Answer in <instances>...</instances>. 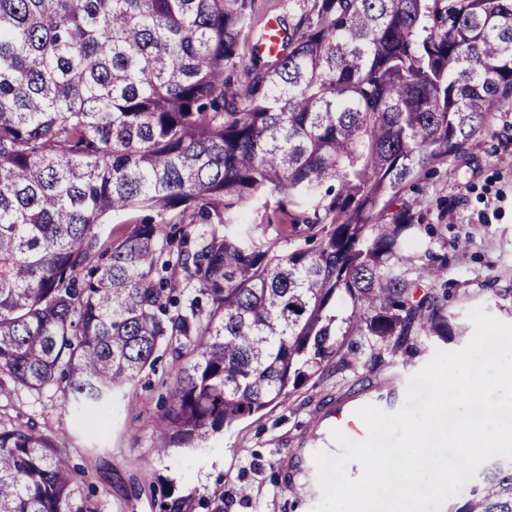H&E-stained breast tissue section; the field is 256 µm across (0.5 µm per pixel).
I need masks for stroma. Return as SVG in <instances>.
I'll return each instance as SVG.
<instances>
[{
	"instance_id": "35a3bbf8",
	"label": "stroma",
	"mask_w": 512,
	"mask_h": 512,
	"mask_svg": "<svg viewBox=\"0 0 512 512\" xmlns=\"http://www.w3.org/2000/svg\"><path fill=\"white\" fill-rule=\"evenodd\" d=\"M420 223L435 236H406L414 265L448 255L440 281L447 288V336L411 338L397 347L373 336L348 333L352 307L336 299L335 346L351 353L343 369L326 368L292 390L287 401L214 434L206 447L155 452L154 424L169 401L181 359L160 350L140 383L114 395L110 427L96 438L78 427L59 388L0 389V427L36 426L58 439L71 465L94 476L91 501L98 512H158L164 487L198 501L196 512H312L321 498L314 452L331 416L364 401L393 412L408 379L439 351H456L473 335L469 312L484 308L512 323V103L446 172L422 180L413 193Z\"/></svg>"
}]
</instances>
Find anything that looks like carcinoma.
<instances>
[{
	"label": "carcinoma",
	"instance_id": "obj_1",
	"mask_svg": "<svg viewBox=\"0 0 512 512\" xmlns=\"http://www.w3.org/2000/svg\"><path fill=\"white\" fill-rule=\"evenodd\" d=\"M254 0H0V375L63 382L101 433L112 392L179 343L157 452L199 448L283 402L348 330L448 335V257L410 266L416 181L466 153L512 99V0H304L257 49ZM279 197L290 234H228ZM303 201L296 216L285 202ZM153 215L115 242L96 229ZM181 224L178 240L163 230ZM316 250L282 252L299 225ZM58 441L0 428V512H90ZM163 494L159 512H194ZM456 512H512V468ZM146 214H149V212L130 211L120 215H114L113 217L111 216L108 220V224H101L99 226L98 232L101 238V242L109 240L111 237L112 240H115L120 233L130 229L133 226V224L128 223H131L134 219Z\"/></svg>",
	"mask_w": 512,
	"mask_h": 512
}]
</instances>
